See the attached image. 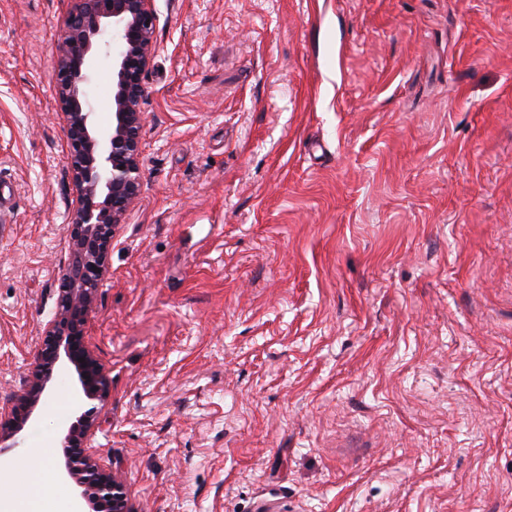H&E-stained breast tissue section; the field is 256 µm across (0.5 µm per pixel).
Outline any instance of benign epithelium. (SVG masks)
Returning a JSON list of instances; mask_svg holds the SVG:
<instances>
[{
  "label": "benign epithelium",
  "mask_w": 512,
  "mask_h": 512,
  "mask_svg": "<svg viewBox=\"0 0 512 512\" xmlns=\"http://www.w3.org/2000/svg\"><path fill=\"white\" fill-rule=\"evenodd\" d=\"M153 0H75L56 45L55 83L68 140V163L78 192L69 227L71 258L58 279L57 308L47 323L29 382L0 424V456L17 446L56 373L74 367L80 387L99 406L84 409L63 428L66 475L81 500L98 512H131L124 485L87 441L97 426L110 386L103 365L85 341L99 287L109 272L115 228L141 188V134L145 76L155 52ZM112 51L114 91L111 122L102 127L85 87L99 49Z\"/></svg>",
  "instance_id": "7a95c632"
}]
</instances>
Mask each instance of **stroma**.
Masks as SVG:
<instances>
[{
	"label": "stroma",
	"mask_w": 512,
	"mask_h": 512,
	"mask_svg": "<svg viewBox=\"0 0 512 512\" xmlns=\"http://www.w3.org/2000/svg\"><path fill=\"white\" fill-rule=\"evenodd\" d=\"M74 0H0V407L68 263ZM86 341L132 512H512V0H154ZM71 377L13 458L63 465Z\"/></svg>",
	"instance_id": "stroma-1"
}]
</instances>
